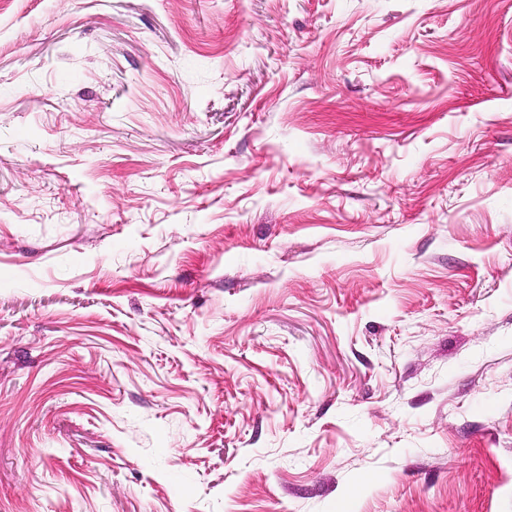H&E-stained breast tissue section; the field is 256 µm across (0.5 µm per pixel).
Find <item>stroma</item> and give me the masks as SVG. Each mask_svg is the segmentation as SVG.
I'll use <instances>...</instances> for the list:
<instances>
[{"label":"stroma","instance_id":"stroma-1","mask_svg":"<svg viewBox=\"0 0 512 512\" xmlns=\"http://www.w3.org/2000/svg\"><path fill=\"white\" fill-rule=\"evenodd\" d=\"M0 512H512V0H0Z\"/></svg>","mask_w":512,"mask_h":512}]
</instances>
